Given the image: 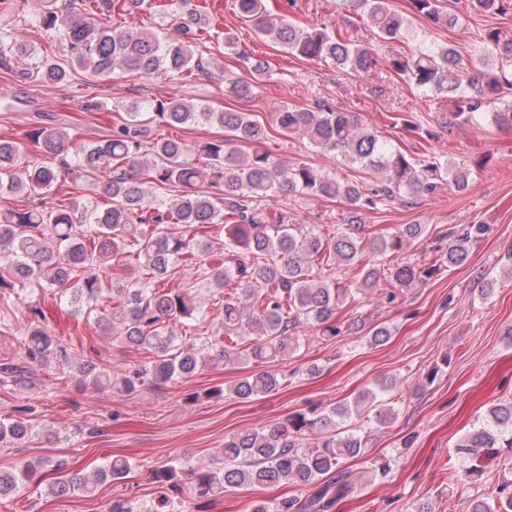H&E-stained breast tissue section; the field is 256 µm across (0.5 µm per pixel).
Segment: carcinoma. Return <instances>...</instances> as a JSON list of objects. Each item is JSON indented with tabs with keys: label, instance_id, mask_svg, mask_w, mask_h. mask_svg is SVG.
I'll use <instances>...</instances> for the list:
<instances>
[{
	"label": "carcinoma",
	"instance_id": "obj_1",
	"mask_svg": "<svg viewBox=\"0 0 512 512\" xmlns=\"http://www.w3.org/2000/svg\"><path fill=\"white\" fill-rule=\"evenodd\" d=\"M38 24L59 44L62 58H45L24 80L62 82L81 70L110 79L117 70L151 77L164 74L193 78L209 74L198 47L203 42L232 48L228 31H213L207 0H40ZM374 42L358 43L325 28L300 26L287 18L272 19L264 0H234L239 18L250 23L263 39L308 60H329L344 72H367L384 53L386 69L417 88L448 97V127L472 124L492 116L498 124L512 125V39L494 28L483 43L499 60L496 68L467 65L453 47L427 46L409 52L392 48L405 30L406 19L390 0H359ZM472 9L507 14L512 0H467ZM412 9L435 26H452L459 15L442 0H410ZM157 7L175 17L174 35L111 23L112 14L149 12ZM248 77L230 79L227 93L243 98L251 83L268 74L265 61L234 51ZM32 55L27 41L13 32L0 38V66L7 60ZM501 104L497 112L489 109ZM170 128L203 123L223 134L189 143L178 137L151 136L143 115ZM299 135L309 144L342 160L383 175L380 185L365 192L344 182L333 171L306 162L288 166L262 147L270 133ZM27 143L0 138V196H20L24 205L0 210V301L34 285L66 289L69 314L93 316L103 336L126 352L150 355L141 369L129 374L119 366L77 361L69 343L56 334L44 311L28 306L26 328L17 359L0 362V386L24 388L50 360L64 376L95 391L110 390L135 396L140 387L174 384L192 377L203 365V352L220 346L221 357L233 362L263 365L287 357L300 348L299 328L308 326L321 339L336 337V310L352 292L336 284V268L360 266L356 293L377 290L381 268L375 257L398 251L403 243L425 233L423 224H406L365 249L356 210L373 209L399 200L407 205L431 194L444 180L458 189L468 188L472 174L483 167L441 163L432 156L416 159L382 140L364 126L354 112L335 110L316 102L307 107H285L266 126L251 114L232 107L215 109L185 98L154 99L137 104L112 126L107 138L92 144L76 142L62 128H35L25 133ZM208 165H198L200 156ZM210 191L195 190L198 183ZM96 197H74L84 185ZM178 192L175 199L168 193ZM305 195L342 199L352 207L347 222L333 235L315 224H295L288 211L268 201ZM108 199L99 202L98 198ZM484 231L468 224L445 233L435 264L421 267L404 262L389 270L392 302L415 281H425L444 267L468 263L473 244ZM224 236V260L209 261L213 241ZM112 262V278L100 274ZM196 267L208 287L222 293L218 332L201 336V345L179 340L177 327L188 319L207 318L190 289L173 284L179 267ZM347 330L362 332L372 344L391 336L389 328L360 317ZM245 336L240 352L224 344V337ZM284 378L260 371L239 380L233 394L244 400L277 393ZM393 385L385 381L377 390L362 393L354 405H337L294 413L275 424L243 430L224 441V467L177 457L154 469L157 498L145 507L134 497L112 498L105 512H208L207 506L229 490L255 485L292 482L309 495L277 500L250 501L248 512H328L336 500L353 489V481L335 473L340 459L359 454L364 436L342 430L352 415L367 413L377 425L391 423L394 407L380 397ZM318 430L314 443L306 433ZM39 431L19 415L0 421V445L22 447ZM488 449H512V402L497 404L488 417L457 445L458 452L474 455ZM135 464L116 455L98 467L93 477L65 461L38 459L0 470V500L32 484L47 483L53 495L71 491L94 493L97 485L129 479ZM193 482L186 488L180 473ZM470 512H512V460L501 468L490 494L471 501Z\"/></svg>",
	"mask_w": 512,
	"mask_h": 512
}]
</instances>
